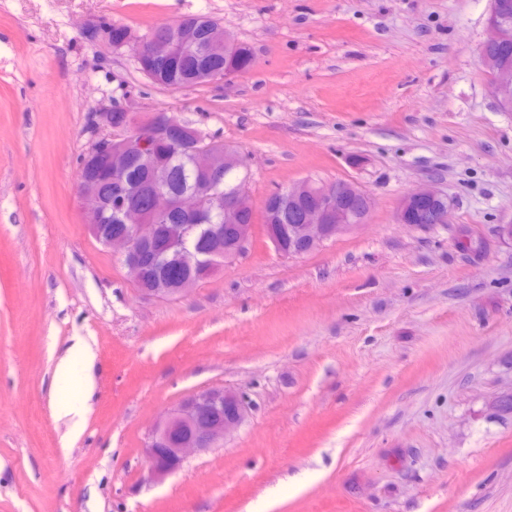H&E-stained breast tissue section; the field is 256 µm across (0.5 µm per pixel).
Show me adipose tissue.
I'll return each mask as SVG.
<instances>
[{
	"label": "adipose tissue",
	"instance_id": "adipose-tissue-1",
	"mask_svg": "<svg viewBox=\"0 0 512 512\" xmlns=\"http://www.w3.org/2000/svg\"><path fill=\"white\" fill-rule=\"evenodd\" d=\"M95 354L91 344L84 338H74L64 356L58 359L55 367L57 384L73 385L78 396L76 402L58 407L59 417L70 419L72 432H79L87 414L86 404L95 389L91 367Z\"/></svg>",
	"mask_w": 512,
	"mask_h": 512
}]
</instances>
